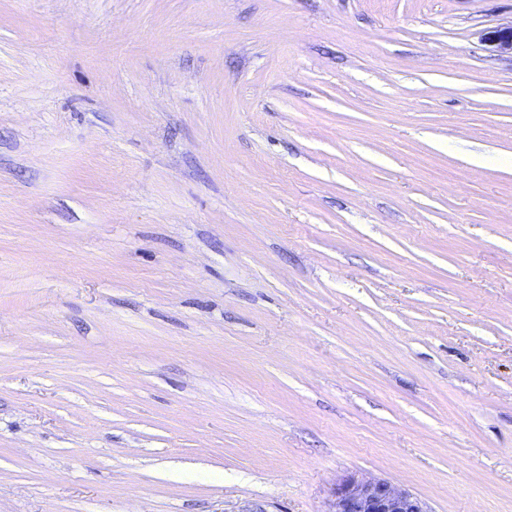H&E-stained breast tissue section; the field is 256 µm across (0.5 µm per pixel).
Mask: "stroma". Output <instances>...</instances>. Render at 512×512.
Listing matches in <instances>:
<instances>
[{"instance_id":"35a3bbf8","label":"stroma","mask_w":512,"mask_h":512,"mask_svg":"<svg viewBox=\"0 0 512 512\" xmlns=\"http://www.w3.org/2000/svg\"><path fill=\"white\" fill-rule=\"evenodd\" d=\"M512 0H0V512H512ZM326 512H430L417 495L380 478L350 476L332 491Z\"/></svg>"}]
</instances>
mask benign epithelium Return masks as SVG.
Returning a JSON list of instances; mask_svg holds the SVG:
<instances>
[{
	"mask_svg": "<svg viewBox=\"0 0 512 512\" xmlns=\"http://www.w3.org/2000/svg\"><path fill=\"white\" fill-rule=\"evenodd\" d=\"M486 41L499 50L512 51V27L489 33ZM326 512H431L417 495L380 478L350 476L332 491Z\"/></svg>",
	"mask_w": 512,
	"mask_h": 512,
	"instance_id": "1",
	"label": "benign epithelium"
}]
</instances>
